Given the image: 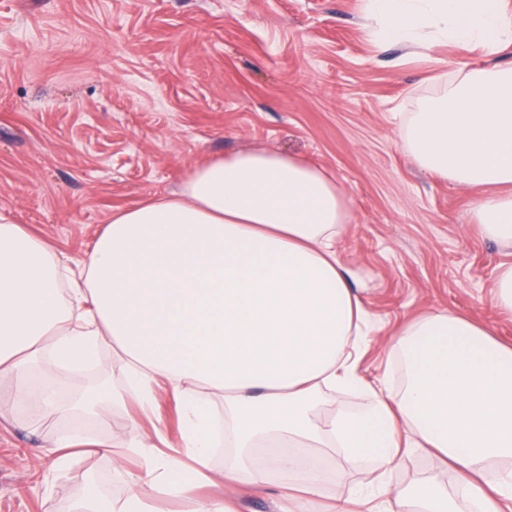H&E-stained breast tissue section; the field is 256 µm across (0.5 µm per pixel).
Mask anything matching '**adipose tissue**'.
Returning a JSON list of instances; mask_svg holds the SVG:
<instances>
[{"label":"adipose tissue","instance_id":"adipose-tissue-1","mask_svg":"<svg viewBox=\"0 0 512 512\" xmlns=\"http://www.w3.org/2000/svg\"><path fill=\"white\" fill-rule=\"evenodd\" d=\"M382 41L412 47L433 36L496 51L512 44L504 0H369ZM404 146L424 171L459 187H512V64L469 70L446 93L401 115ZM484 234L512 245V194L477 206ZM348 220L325 170L266 148L196 166L181 191L114 213L76 267L0 215V383L11 385L34 430L68 414L30 367L79 368L114 347L142 401L158 387L180 402L184 457L144 463L124 498L88 489L73 512H151V495L187 497L211 481V403L224 404L235 450L226 486H265L285 474L280 512H324V472L300 448L338 451L342 469L372 462L377 482L336 497L326 512H512V345L445 311L389 342L405 362L398 392L376 390L364 411L318 414L323 392L364 384L355 356L365 309L337 257ZM432 449L462 471L453 489L393 481L402 450ZM502 465L488 478L486 465Z\"/></svg>","mask_w":512,"mask_h":512}]
</instances>
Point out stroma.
Segmentation results:
<instances>
[{"label": "stroma", "mask_w": 512, "mask_h": 512, "mask_svg": "<svg viewBox=\"0 0 512 512\" xmlns=\"http://www.w3.org/2000/svg\"><path fill=\"white\" fill-rule=\"evenodd\" d=\"M511 63L512 47L380 44L364 0H0V214L78 261L113 213L178 191L194 166L253 146L293 154L346 194L339 257L375 336L359 373L395 391L404 369L388 342L420 316L461 314L512 342V316L490 296L512 248L484 236L476 218L490 188L464 190L419 169L396 118L462 67ZM37 377L64 394L124 384L109 348L91 372L47 367ZM77 431L93 446L56 465L51 443ZM145 432L177 452L171 392L36 435L0 385V512H69L91 483L103 499L125 496L142 458L128 451L117 466L100 445ZM429 476L451 487L459 479L411 450L394 480Z\"/></svg>", "instance_id": "1"}]
</instances>
